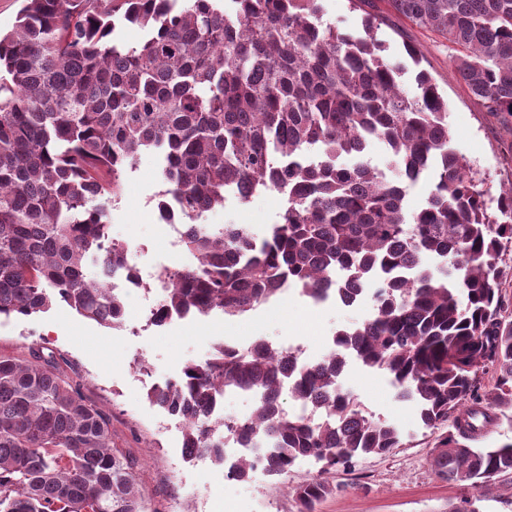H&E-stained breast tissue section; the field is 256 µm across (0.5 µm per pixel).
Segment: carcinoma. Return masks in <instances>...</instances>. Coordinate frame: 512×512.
I'll use <instances>...</instances> for the list:
<instances>
[{
	"mask_svg": "<svg viewBox=\"0 0 512 512\" xmlns=\"http://www.w3.org/2000/svg\"><path fill=\"white\" fill-rule=\"evenodd\" d=\"M383 2L448 43L452 76L512 124V0ZM122 21L143 30L140 43L114 37ZM383 23L368 13L362 31L341 30L323 21L320 0H23L0 35V318L64 302L121 328L122 299L103 280L135 265L112 238L108 207L145 150L161 161L160 217L185 222L181 243L197 258L158 275L175 283L157 323L239 317L290 288L351 306L374 288L373 317L337 332L318 362L220 341L147 393L182 418L184 447L221 467L210 408L252 392L255 409L229 428L270 448L264 472L322 464L293 487L300 512L333 493L327 471L402 445L397 426L340 389L348 355L387 371L425 427H449L429 456L439 477L480 493L512 471V440L473 446L489 427L512 425V321L498 304L512 187L489 213L488 191L452 146L447 100L423 70L414 92L403 89L405 65L377 38ZM374 139L390 148L399 179L360 161ZM429 171L425 203L412 210L408 187ZM261 190L286 199L265 236L193 224ZM488 368L497 383L480 394ZM254 471L243 457L226 477ZM0 512H145L108 414L34 350L0 354Z\"/></svg>",
	"mask_w": 512,
	"mask_h": 512,
	"instance_id": "carcinoma-1",
	"label": "carcinoma"
}]
</instances>
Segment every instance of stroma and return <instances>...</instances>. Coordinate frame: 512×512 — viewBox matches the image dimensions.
I'll return each instance as SVG.
<instances>
[{
    "label": "stroma",
    "mask_w": 512,
    "mask_h": 512,
    "mask_svg": "<svg viewBox=\"0 0 512 512\" xmlns=\"http://www.w3.org/2000/svg\"><path fill=\"white\" fill-rule=\"evenodd\" d=\"M378 36L396 58H404L409 45L424 54V67L448 102L454 147L491 196H498L512 184V133L451 77L447 44L395 18L381 26ZM163 188L156 154L142 153L109 209L113 238L127 242L134 263L144 268L176 267L185 257L183 249L167 246L169 227L157 212ZM283 208L282 195L265 192L245 204L228 200L200 221L215 228L242 224L260 236L278 222ZM373 313L369 289L349 307L334 300L317 304L291 289L240 317L175 319L161 327L147 326L135 301L125 308L122 329L109 330L61 303L46 314L1 321L0 354L25 357L40 350L54 355L87 399L109 415L112 440L135 462L151 512H299L286 485L316 473L318 464L297 463L284 484L260 472L246 481L223 479L220 468L187 459L179 419L151 404L147 391L176 377L186 362L208 359L219 340L244 348L261 336L301 351L307 361L321 360L336 331L355 327ZM339 386L367 414L397 425L404 440L387 455L361 457L351 468L331 471L328 480L336 490L317 512H448L449 503L466 496V489L441 480L428 466L437 435L423 426L412 402L398 397L386 371L352 360Z\"/></svg>",
    "instance_id": "stroma-1"
}]
</instances>
